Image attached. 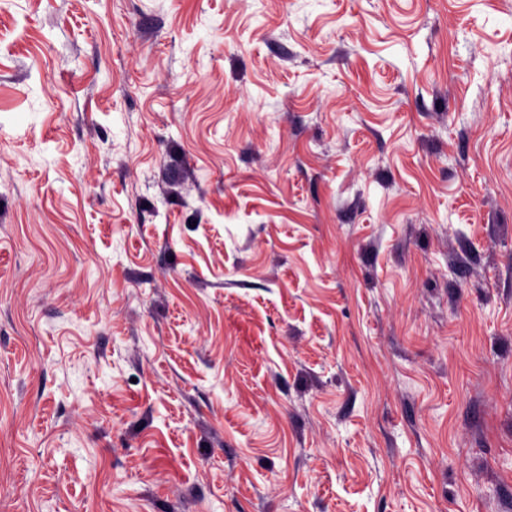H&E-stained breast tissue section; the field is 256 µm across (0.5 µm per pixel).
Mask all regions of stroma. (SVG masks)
<instances>
[{
	"mask_svg": "<svg viewBox=\"0 0 512 512\" xmlns=\"http://www.w3.org/2000/svg\"><path fill=\"white\" fill-rule=\"evenodd\" d=\"M0 512H512V0H0Z\"/></svg>",
	"mask_w": 512,
	"mask_h": 512,
	"instance_id": "1",
	"label": "stroma"
}]
</instances>
